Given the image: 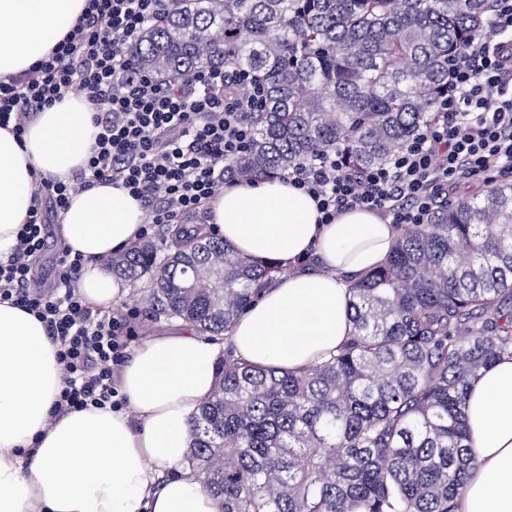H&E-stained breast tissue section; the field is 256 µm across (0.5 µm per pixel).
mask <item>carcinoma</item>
Segmentation results:
<instances>
[{
    "label": "carcinoma",
    "mask_w": 512,
    "mask_h": 512,
    "mask_svg": "<svg viewBox=\"0 0 512 512\" xmlns=\"http://www.w3.org/2000/svg\"><path fill=\"white\" fill-rule=\"evenodd\" d=\"M494 0H172L132 48L158 80L258 74L267 105L226 183L282 178L327 150L388 162L448 101V55L486 35ZM147 276L155 312L228 333L255 285L285 273L205 225L112 260ZM352 331L299 371L233 353L199 407L185 465L223 512H457L475 465L470 381L512 356V185L402 224L383 266L351 287Z\"/></svg>",
    "instance_id": "1"
}]
</instances>
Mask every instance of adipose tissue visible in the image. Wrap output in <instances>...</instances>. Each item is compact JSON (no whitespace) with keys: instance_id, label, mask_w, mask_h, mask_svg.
<instances>
[{"instance_id":"adipose-tissue-1","label":"adipose tissue","mask_w":512,"mask_h":512,"mask_svg":"<svg viewBox=\"0 0 512 512\" xmlns=\"http://www.w3.org/2000/svg\"><path fill=\"white\" fill-rule=\"evenodd\" d=\"M84 5L0 0V79L46 56ZM94 141L90 104L75 95L39 112L23 137L0 128V256L28 220L37 180L71 178ZM208 209V229L241 255L291 268L234 322L235 356L298 370L335 352L351 330L350 280L386 261L395 225L360 207L320 223L314 200L280 179L227 188ZM144 222L141 202L116 186L71 194L59 235L85 260L79 291L90 307L107 310L125 294L106 261L138 240ZM55 351L33 315L0 303V512H222L184 467L189 424L224 362L221 343L187 325L146 338L120 370L126 408L60 416ZM465 413L477 465L458 512H512V357L472 381Z\"/></svg>"}]
</instances>
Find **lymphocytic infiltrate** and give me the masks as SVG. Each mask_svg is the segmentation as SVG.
<instances>
[{
  "label": "lymphocytic infiltrate",
  "mask_w": 512,
  "mask_h": 512,
  "mask_svg": "<svg viewBox=\"0 0 512 512\" xmlns=\"http://www.w3.org/2000/svg\"><path fill=\"white\" fill-rule=\"evenodd\" d=\"M170 0H87L76 27L28 72L0 80V126L23 134L36 112L72 94L96 108L95 144L70 181L42 179L12 253L0 260V301L34 314L57 346L66 377L58 414L119 408L117 378L136 311L102 316L78 291L81 254L62 250L53 281L33 272L45 211H63L77 188L110 183L140 199L157 224H177L224 189V164L243 155L252 118L266 104L247 70L213 68L184 85L144 73L129 48ZM502 41L466 43L448 58L450 95L441 120L388 163L354 171L339 150L298 165L288 182L310 194L321 223L362 207L394 224H427L456 186L512 183V0H495Z\"/></svg>",
  "instance_id": "1"
}]
</instances>
